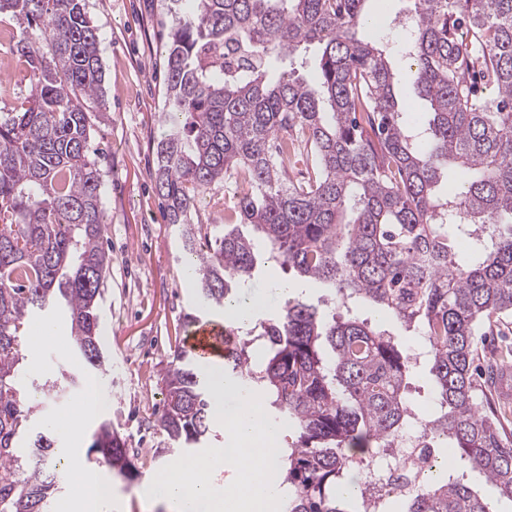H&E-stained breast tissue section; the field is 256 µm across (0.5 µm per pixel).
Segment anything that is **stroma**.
Listing matches in <instances>:
<instances>
[{"mask_svg": "<svg viewBox=\"0 0 512 512\" xmlns=\"http://www.w3.org/2000/svg\"><path fill=\"white\" fill-rule=\"evenodd\" d=\"M86 11L99 34L110 117L91 133V157L102 175V209L106 231L103 247L110 272L98 300L106 333L101 348L107 358L95 371L97 381L112 395L105 417L125 441L127 456L138 472L136 480L112 479V512H168L164 503L148 500L144 490L151 478L172 459L170 442L157 419L164 401L162 376L175 350L183 345L184 316L195 306V292L186 277L189 262L176 226L163 218L151 172L163 130L166 89L163 58L170 42L171 18L166 0H85ZM405 0H369L371 23L364 36L379 41L392 67L401 74V93L410 121L422 120L428 104L409 86L406 36L398 23ZM0 43L9 70L0 80V113L19 109L30 92L27 68L11 43L21 30L12 18H0ZM233 196L223 184L205 190L191 212L192 223L220 224L232 208ZM276 263L261 267L245 292L267 295L258 319L278 312L283 302L272 294L273 284L287 281ZM52 322L57 341L39 348L26 346L27 383L39 386L59 379L71 356L69 328L62 316ZM478 365L487 377L491 364L512 365V319L498 324L481 340Z\"/></svg>", "mask_w": 512, "mask_h": 512, "instance_id": "stroma-1", "label": "stroma"}]
</instances>
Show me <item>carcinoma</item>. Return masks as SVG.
<instances>
[{
    "label": "carcinoma",
    "instance_id": "carcinoma-1",
    "mask_svg": "<svg viewBox=\"0 0 512 512\" xmlns=\"http://www.w3.org/2000/svg\"><path fill=\"white\" fill-rule=\"evenodd\" d=\"M173 2L152 179L166 222L197 257L198 299L209 309L236 299L262 242L349 313L327 317L291 297L224 356L237 388L262 394L298 431L279 457L285 512H363L340 493L352 464L414 426V355L352 313L364 304L422 337L434 390L425 426L438 457L454 461L402 512H493L470 474L512 501V436L475 365L484 327L512 316V0H409L411 84L431 109L414 126L385 50L356 37L366 0ZM2 14L22 28L13 50L31 89L0 114V512H52L64 484L55 435L17 443L34 409L19 332L64 310L81 366L48 386L55 397L103 364L97 296L110 258L88 151L90 130L108 119L104 70L84 0H0ZM311 43L321 48L312 82L288 67ZM303 153L307 177L293 181L288 165ZM239 175L251 189L225 223H190L200 193ZM164 384L159 426L196 452L214 422L213 379L180 349ZM93 453L133 479L111 422Z\"/></svg>",
    "mask_w": 512,
    "mask_h": 512
}]
</instances>
